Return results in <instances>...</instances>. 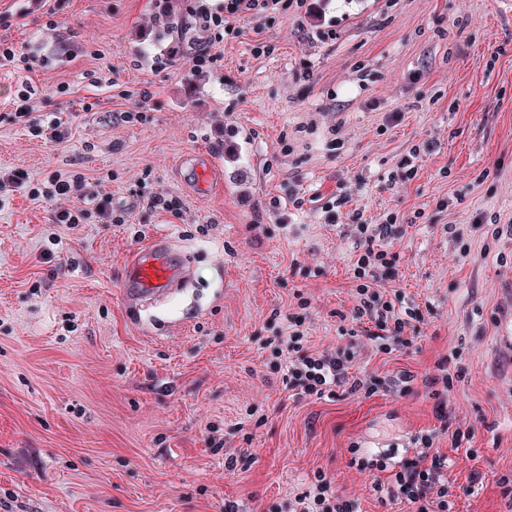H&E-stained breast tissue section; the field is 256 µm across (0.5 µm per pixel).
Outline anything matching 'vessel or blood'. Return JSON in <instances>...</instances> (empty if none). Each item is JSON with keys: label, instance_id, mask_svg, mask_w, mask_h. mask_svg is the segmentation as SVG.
I'll list each match as a JSON object with an SVG mask.
<instances>
[{"label": "vessel or blood", "instance_id": "obj_1", "mask_svg": "<svg viewBox=\"0 0 512 512\" xmlns=\"http://www.w3.org/2000/svg\"><path fill=\"white\" fill-rule=\"evenodd\" d=\"M187 275L170 239L158 238L138 251L126 264L123 300L127 308L140 309L178 286Z\"/></svg>", "mask_w": 512, "mask_h": 512}]
</instances>
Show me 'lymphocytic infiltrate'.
Listing matches in <instances>:
<instances>
[{
    "label": "lymphocytic infiltrate",
    "instance_id": "lymphocytic-infiltrate-1",
    "mask_svg": "<svg viewBox=\"0 0 512 512\" xmlns=\"http://www.w3.org/2000/svg\"><path fill=\"white\" fill-rule=\"evenodd\" d=\"M281 0H226L223 14L211 12L199 13L196 25L201 32L208 33L217 29L228 28L231 21L253 18L279 9ZM29 187L31 196H73L77 202L72 208L60 211L55 220L60 224H79L88 209H95L101 216L113 224L124 223L123 213L113 211L110 197H90L81 192V181L55 173L49 176L44 187L31 185L27 172L15 169L0 174V190L11 191ZM393 218H385L382 223L359 225V247L361 253L353 269L354 278L358 279L359 302L356 305L352 322L357 327H370L372 339H400L408 320L419 321L423 318L420 309L411 308L404 313H397L393 303L381 301L372 292L370 283L379 269L393 268L397 256L389 251L376 248L378 238H385L393 232ZM301 319H294L290 324L288 335L278 337L277 350L283 356L285 364L284 380L288 388H299L304 393L319 397H336L343 387L359 390L361 381L350 378V371L355 364L354 353L339 350L331 354L306 352L302 342L305 338L301 328ZM424 454L413 458L393 461L391 455L359 456L358 446H351V453L356 454L358 466L392 471L391 485H376L379 496L395 500L411 507L412 512H452L454 500L460 495H471L473 487H459L448 479V458L433 452L432 439H424ZM293 512H354L349 501L340 497L324 472H315L308 490L297 495Z\"/></svg>",
    "mask_w": 512,
    "mask_h": 512
}]
</instances>
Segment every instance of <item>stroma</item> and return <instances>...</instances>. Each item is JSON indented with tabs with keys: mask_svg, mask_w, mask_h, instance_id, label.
<instances>
[{
	"mask_svg": "<svg viewBox=\"0 0 512 512\" xmlns=\"http://www.w3.org/2000/svg\"><path fill=\"white\" fill-rule=\"evenodd\" d=\"M172 5L175 29L157 0H0V40L33 61L0 67V170L82 178L128 216L70 227L55 221L69 200L0 191V512H290L318 470L356 512H410L377 499L390 472L349 448L411 458L428 436L449 479L481 476L455 512H512L497 485L512 474V13L283 0L234 21L197 72L195 17L224 0ZM53 120L63 139L35 133ZM390 214L377 245L399 261L373 289L425 319L382 351L342 328L357 227ZM162 234L192 279L127 309L125 263ZM295 317L308 352H354L363 389L285 387L267 342ZM448 358L442 421L428 381ZM404 372L410 391L386 388Z\"/></svg>",
	"mask_w": 512,
	"mask_h": 512,
	"instance_id": "1",
	"label": "stroma"
}]
</instances>
